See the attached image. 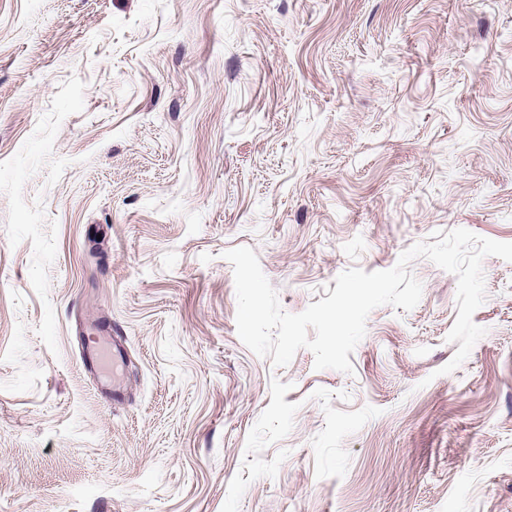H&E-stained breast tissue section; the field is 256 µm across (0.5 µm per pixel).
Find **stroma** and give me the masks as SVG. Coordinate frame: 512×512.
Instances as JSON below:
<instances>
[{"instance_id": "stroma-1", "label": "stroma", "mask_w": 512, "mask_h": 512, "mask_svg": "<svg viewBox=\"0 0 512 512\" xmlns=\"http://www.w3.org/2000/svg\"><path fill=\"white\" fill-rule=\"evenodd\" d=\"M456 228L512 242V0H0V512H512V262L448 374L425 258L352 373L236 328L227 250L296 314Z\"/></svg>"}]
</instances>
